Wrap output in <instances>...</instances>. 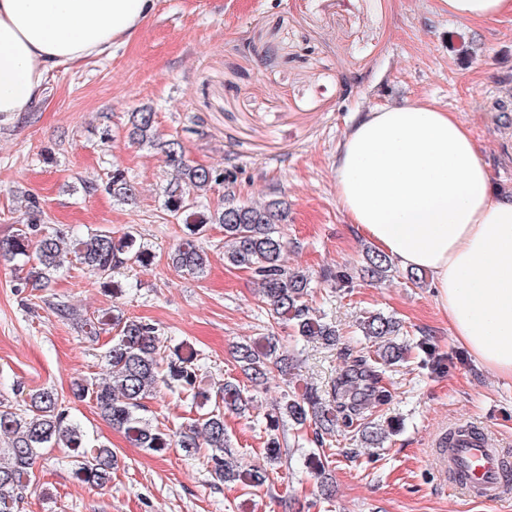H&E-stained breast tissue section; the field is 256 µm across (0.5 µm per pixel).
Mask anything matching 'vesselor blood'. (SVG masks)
Returning <instances> with one entry per match:
<instances>
[{
  "instance_id": "obj_1",
  "label": "vessel or blood",
  "mask_w": 512,
  "mask_h": 512,
  "mask_svg": "<svg viewBox=\"0 0 512 512\" xmlns=\"http://www.w3.org/2000/svg\"><path fill=\"white\" fill-rule=\"evenodd\" d=\"M442 475L470 497L494 501L512 491V453L489 447L482 429L460 424L451 429L438 451Z\"/></svg>"
}]
</instances>
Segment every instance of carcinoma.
Returning <instances> with one entry per match:
<instances>
[{
  "label": "carcinoma",
  "mask_w": 512,
  "mask_h": 512,
  "mask_svg": "<svg viewBox=\"0 0 512 512\" xmlns=\"http://www.w3.org/2000/svg\"><path fill=\"white\" fill-rule=\"evenodd\" d=\"M128 135L132 142L157 150L172 169V177L163 187L164 206L185 228V236L169 254L172 266L195 277L203 274L209 263L203 246L208 225L219 224L224 228V261L251 271L271 318L292 323L304 339L335 344L336 327L323 321L308 304L310 275L290 269L283 262L285 242L276 225L286 223L287 203L279 198L259 204L239 202L230 190L224 206L212 211L203 200L219 181L231 182V175L215 167L188 163L178 140L160 137L155 113L150 109L130 113ZM104 189L118 201H131L136 195L135 186L119 169L112 171ZM26 214L24 228L0 240V255L21 260L26 269L25 284L34 288L50 287L56 276L73 263L94 276L100 287L120 288L118 276L153 259L132 232L116 240L110 232L77 238L59 228L45 229L43 211L34 197L27 198ZM394 267L388 255L369 248L357 272L341 268L326 272L324 278L345 287L353 283L356 274L382 281L390 277ZM81 328L91 342L109 330L116 331V336L101 356L106 377L76 380L74 398L92 400L103 420L124 430L141 448L158 451L175 445L189 454L204 448L219 480H241L254 489L267 483L268 467L244 469L232 453L224 451V412L242 407L240 385L225 382L220 387V400L171 435L145 418L143 400L160 384L176 389L193 402L203 397L196 386L198 354L187 347H177L167 354L157 343L154 327L108 310L83 319ZM359 329L367 339L374 340L373 349L350 358L333 381L328 397L316 391H293L283 405L284 415L295 425L314 421L315 439L321 447L326 445L325 436L336 427L359 425L370 409L386 400L383 374L403 361L407 353V345L397 338L399 328L392 318L371 313L362 318ZM236 359L246 377L255 383L274 369L283 375L291 371L288 354L279 351L273 336L265 337L263 342L238 344ZM23 402L24 407L18 408L0 401V437L7 438V443L0 446V512H20L24 494L34 483V466L45 448L67 449L79 481L100 488L111 482L115 465L112 449L91 442L82 424L70 417L63 396L52 388H41L29 392Z\"/></svg>",
  "instance_id": "cac0c4a2"
}]
</instances>
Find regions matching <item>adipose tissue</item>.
<instances>
[{
    "mask_svg": "<svg viewBox=\"0 0 512 512\" xmlns=\"http://www.w3.org/2000/svg\"><path fill=\"white\" fill-rule=\"evenodd\" d=\"M464 21L512 16V0H440ZM156 0H0V125L41 103L59 66L127 43ZM472 134L427 103L375 109L338 150V201L401 266L429 272L454 336L512 377V199L495 195Z\"/></svg>",
    "mask_w": 512,
    "mask_h": 512,
    "instance_id": "ef3b65f1",
    "label": "adipose tissue"
}]
</instances>
